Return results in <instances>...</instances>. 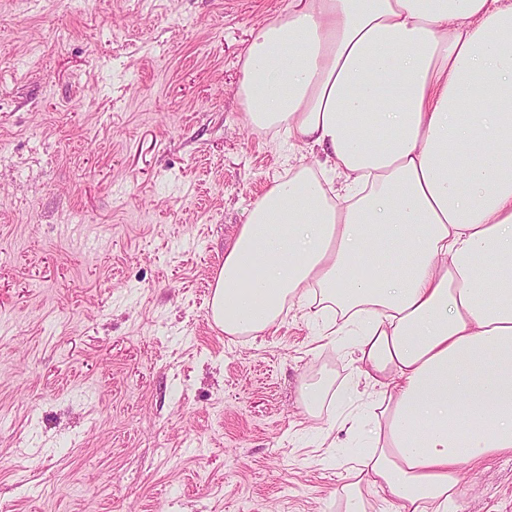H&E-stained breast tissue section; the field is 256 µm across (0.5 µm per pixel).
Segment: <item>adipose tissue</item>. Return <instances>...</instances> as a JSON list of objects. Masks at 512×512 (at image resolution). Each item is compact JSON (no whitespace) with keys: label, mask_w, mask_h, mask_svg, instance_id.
I'll return each mask as SVG.
<instances>
[{"label":"adipose tissue","mask_w":512,"mask_h":512,"mask_svg":"<svg viewBox=\"0 0 512 512\" xmlns=\"http://www.w3.org/2000/svg\"><path fill=\"white\" fill-rule=\"evenodd\" d=\"M237 96L309 157L225 249L215 325L299 307L353 333L357 477L389 512H456L462 466L512 451V0H290Z\"/></svg>","instance_id":"adipose-tissue-1"}]
</instances>
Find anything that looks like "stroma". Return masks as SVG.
<instances>
[{"label": "stroma", "instance_id": "obj_1", "mask_svg": "<svg viewBox=\"0 0 512 512\" xmlns=\"http://www.w3.org/2000/svg\"><path fill=\"white\" fill-rule=\"evenodd\" d=\"M288 2L0 0V512H345L370 421L349 337L294 309L231 338L208 306L304 153L236 95ZM457 506L512 512V452Z\"/></svg>", "mask_w": 512, "mask_h": 512}]
</instances>
